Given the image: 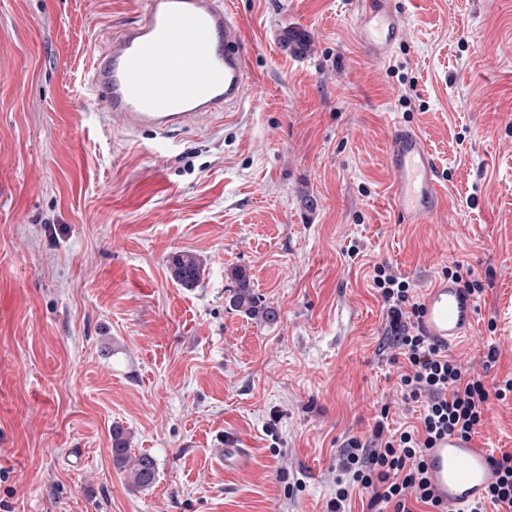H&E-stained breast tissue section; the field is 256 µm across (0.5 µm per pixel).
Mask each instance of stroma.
Returning a JSON list of instances; mask_svg holds the SVG:
<instances>
[{
  "label": "stroma",
  "mask_w": 512,
  "mask_h": 512,
  "mask_svg": "<svg viewBox=\"0 0 512 512\" xmlns=\"http://www.w3.org/2000/svg\"><path fill=\"white\" fill-rule=\"evenodd\" d=\"M405 10V40L376 66L356 0H236L248 99L162 141L113 128L89 86L140 0H0L8 512H326L345 440L384 404L390 426L411 419L377 263L421 295L455 261L490 275L450 352L512 375V0ZM396 123L422 133L447 188L431 223L389 201ZM182 250L204 265L197 287L170 275ZM236 268L276 320L232 306ZM117 428L155 458L153 485L114 464ZM476 438L512 452V398Z\"/></svg>",
  "instance_id": "35a3bbf8"
}]
</instances>
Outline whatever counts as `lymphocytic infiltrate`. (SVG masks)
Returning a JSON list of instances; mask_svg holds the SVG:
<instances>
[{"instance_id": "lymphocytic-infiltrate-1", "label": "lymphocytic infiltrate", "mask_w": 512, "mask_h": 512, "mask_svg": "<svg viewBox=\"0 0 512 512\" xmlns=\"http://www.w3.org/2000/svg\"><path fill=\"white\" fill-rule=\"evenodd\" d=\"M372 282L394 348L391 360L401 365L400 393L422 411L415 424L395 429L389 428L387 413H380L367 437L345 442L327 512H347L356 491L367 494V512L385 507L412 512L414 502L429 512H447L432 490L425 453L440 437L474 436L490 402L512 395V377L489 385L480 374L463 373L447 348L425 332L424 303L413 285L384 264L375 265ZM494 465L496 483L467 512H512V453H502Z\"/></svg>"}]
</instances>
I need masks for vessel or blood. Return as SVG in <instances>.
<instances>
[{
	"label": "vessel or blood",
	"mask_w": 512,
	"mask_h": 512,
	"mask_svg": "<svg viewBox=\"0 0 512 512\" xmlns=\"http://www.w3.org/2000/svg\"><path fill=\"white\" fill-rule=\"evenodd\" d=\"M402 0H358L361 49L385 63L407 34ZM249 52L226 0H142L139 20L124 25L97 53L91 90L113 126L167 138L250 94ZM394 207L407 224L429 222L442 195L437 163L423 136L394 125L387 137ZM477 304L462 284L446 279L430 288L424 327L450 345L471 335ZM441 502L460 507L485 496L497 479L489 448L447 436L425 455Z\"/></svg>",
	"instance_id": "b4317fda"
}]
</instances>
